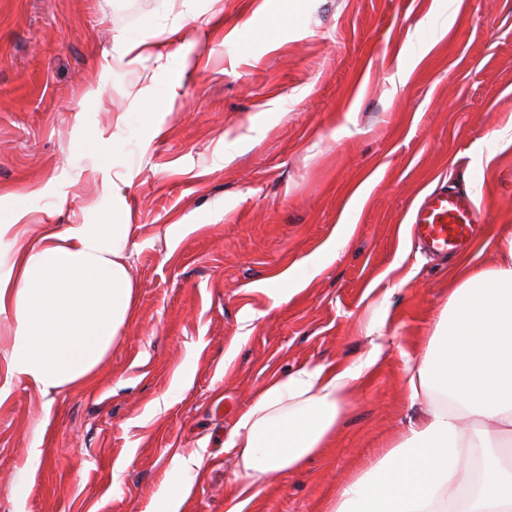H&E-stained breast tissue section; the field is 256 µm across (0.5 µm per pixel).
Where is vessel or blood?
<instances>
[{
	"instance_id": "vessel-or-blood-1",
	"label": "vessel or blood",
	"mask_w": 512,
	"mask_h": 512,
	"mask_svg": "<svg viewBox=\"0 0 512 512\" xmlns=\"http://www.w3.org/2000/svg\"><path fill=\"white\" fill-rule=\"evenodd\" d=\"M486 217L470 197L453 190L427 194L412 216V231L437 252L455 250L471 241Z\"/></svg>"
}]
</instances>
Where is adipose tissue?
Returning <instances> with one entry per match:
<instances>
[{
    "mask_svg": "<svg viewBox=\"0 0 512 512\" xmlns=\"http://www.w3.org/2000/svg\"><path fill=\"white\" fill-rule=\"evenodd\" d=\"M130 230L72 224L26 243L0 224V316L13 326L0 341V402L19 384L48 397L95 381L133 316ZM383 356L375 342L359 363L305 366L261 388L227 443L239 496L330 447L349 391ZM406 372L419 414L323 512H512V464L475 465L512 444V234L493 265L463 272Z\"/></svg>",
    "mask_w": 512,
    "mask_h": 512,
    "instance_id": "obj_1",
    "label": "adipose tissue"
}]
</instances>
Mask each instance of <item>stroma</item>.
I'll list each match as a JSON object with an SVG mask.
<instances>
[{"mask_svg":"<svg viewBox=\"0 0 512 512\" xmlns=\"http://www.w3.org/2000/svg\"><path fill=\"white\" fill-rule=\"evenodd\" d=\"M155 30L159 48L121 60L120 39ZM511 121L512 0H0V220L21 195L26 242L121 221L112 176H130L137 284L95 385L47 401L20 384L0 403V512H227L224 444L253 395L359 362L373 330L385 359L328 455L255 484L242 509L322 512L416 414L404 356L456 267L491 265L512 233V142L495 138ZM90 126L108 164L83 145ZM445 183L489 227L433 258L408 221Z\"/></svg>","mask_w":512,"mask_h":512,"instance_id":"1","label":"stroma"}]
</instances>
